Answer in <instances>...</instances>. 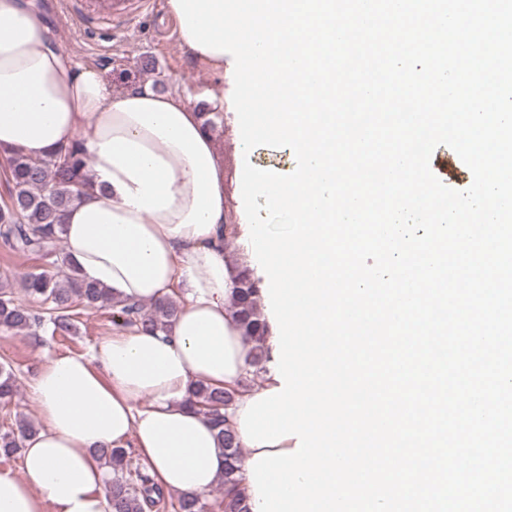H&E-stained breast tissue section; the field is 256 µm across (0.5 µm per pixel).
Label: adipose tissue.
Returning a JSON list of instances; mask_svg holds the SVG:
<instances>
[{
  "label": "adipose tissue",
  "instance_id": "1",
  "mask_svg": "<svg viewBox=\"0 0 512 512\" xmlns=\"http://www.w3.org/2000/svg\"><path fill=\"white\" fill-rule=\"evenodd\" d=\"M75 144L93 187L64 214L68 260L124 303L175 295L180 311L166 330L129 327L48 361L31 385L40 427L22 472L0 471V512H106L100 448L138 449L161 487L205 494L225 451L192 387H242L235 426L278 386L270 366L250 377L256 352L270 363L275 346H256L232 312L251 261L224 248V154L202 115L148 84L113 94L54 45L38 0H0V154L41 159Z\"/></svg>",
  "mask_w": 512,
  "mask_h": 512
}]
</instances>
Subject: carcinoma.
<instances>
[{"mask_svg":"<svg viewBox=\"0 0 512 512\" xmlns=\"http://www.w3.org/2000/svg\"><path fill=\"white\" fill-rule=\"evenodd\" d=\"M85 159L78 150L60 152L35 160L19 151L6 157L5 183L9 203L0 207V241L13 252L48 256L55 253L56 242L63 232L62 217L66 208L86 189L90 177L83 172ZM63 277L42 271L23 276V291L51 304L49 322L53 333L67 335L74 329L73 312L77 306L102 308L112 306V295L97 284L84 280L77 268L67 265ZM259 282L250 271L241 273L232 297V309L249 336L264 344L267 329L259 309ZM179 304L163 299L145 311L139 305L116 308L113 317L122 326H139L146 331L164 330L177 316ZM44 321L38 309L14 302L12 290L0 287V326L7 329L31 330ZM16 394L12 370L0 367V402L8 403ZM238 390L199 384L194 388L192 404L219 430L226 451V464L221 485L224 512H250L243 491L241 446L228 425L227 408ZM34 426L21 420L17 428L0 434V455L18 454ZM97 456L110 469L112 478L105 486L107 512H144V506H157L163 500L161 487L143 472L142 466L130 470L132 456L125 448H102ZM211 505L198 496L178 498L176 512H208Z\"/></svg>","mask_w":512,"mask_h":512,"instance_id":"1","label":"carcinoma"}]
</instances>
